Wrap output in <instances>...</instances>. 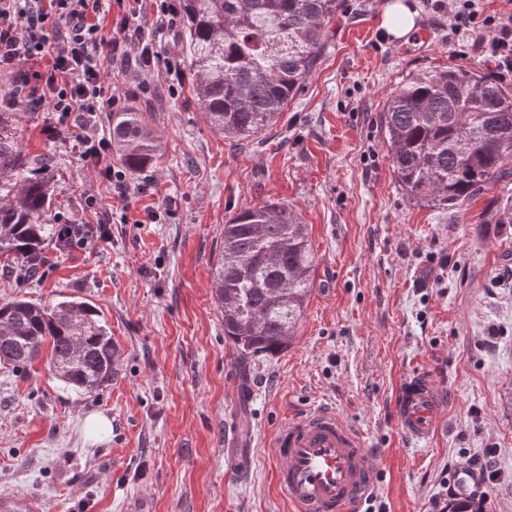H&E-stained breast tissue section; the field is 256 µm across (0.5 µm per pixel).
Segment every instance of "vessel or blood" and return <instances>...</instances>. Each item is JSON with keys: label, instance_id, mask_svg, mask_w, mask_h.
Here are the masks:
<instances>
[{"label": "vessel or blood", "instance_id": "vessel-or-blood-1", "mask_svg": "<svg viewBox=\"0 0 512 512\" xmlns=\"http://www.w3.org/2000/svg\"><path fill=\"white\" fill-rule=\"evenodd\" d=\"M444 400L431 375L416 371L399 386L395 413L402 432L421 442L435 432ZM279 490L291 512H364L378 463L361 435L334 411L305 412L273 436Z\"/></svg>", "mask_w": 512, "mask_h": 512}]
</instances>
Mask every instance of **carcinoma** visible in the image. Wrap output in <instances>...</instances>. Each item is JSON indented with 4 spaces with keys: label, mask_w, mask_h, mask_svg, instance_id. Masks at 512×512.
Wrapping results in <instances>:
<instances>
[{
    "label": "carcinoma",
    "mask_w": 512,
    "mask_h": 512,
    "mask_svg": "<svg viewBox=\"0 0 512 512\" xmlns=\"http://www.w3.org/2000/svg\"><path fill=\"white\" fill-rule=\"evenodd\" d=\"M343 0H181L191 58L185 73L198 109L224 138L273 127L321 63ZM151 114H112V151L131 174L159 144ZM20 117L0 112V255L25 276L44 266L57 238L48 219L55 168L18 140ZM392 175L416 202L459 208L492 180L512 175V92L463 66L412 76L381 111ZM316 254L297 209L249 206L224 223L213 269L224 337L243 360L286 349L314 286ZM48 350L62 389L93 394L112 381L116 349L100 312L62 297L0 304V363L23 368Z\"/></svg>",
    "instance_id": "carcinoma-1"
}]
</instances>
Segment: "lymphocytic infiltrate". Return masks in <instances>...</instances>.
Masks as SVG:
<instances>
[{
	"label": "lymphocytic infiltrate",
	"mask_w": 512,
	"mask_h": 512,
	"mask_svg": "<svg viewBox=\"0 0 512 512\" xmlns=\"http://www.w3.org/2000/svg\"><path fill=\"white\" fill-rule=\"evenodd\" d=\"M103 0H0V69H15L11 102L28 108L50 104L73 148L125 192V177L109 163L111 142L97 126L99 112L115 107L103 81L104 60L150 72L159 38L181 22L180 0H159L152 32L139 23L143 0H115L123 13L115 35L93 20ZM452 33L471 30L472 46L488 54L494 73L512 72V15L481 16L480 0H454Z\"/></svg>",
	"instance_id": "1"
}]
</instances>
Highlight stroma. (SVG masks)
<instances>
[{
  "label": "stroma",
  "mask_w": 512,
  "mask_h": 512,
  "mask_svg": "<svg viewBox=\"0 0 512 512\" xmlns=\"http://www.w3.org/2000/svg\"><path fill=\"white\" fill-rule=\"evenodd\" d=\"M388 0H344L326 58L267 134L233 143L210 126L187 83L184 31L164 35L141 82L105 70L123 109L147 111L157 160L118 196L57 135L48 106L18 137L52 158L59 224H107L109 243L46 247L38 275L0 259V302L71 295L96 307L117 348L110 384L62 390L46 357L0 364V500L12 512H289L274 481L275 429L336 409L377 451L367 512H440L451 474L489 458L476 497L512 512V179L463 208L410 200L380 133L403 80L459 65L487 71L471 39L448 37L447 11L407 0L417 31L384 35ZM297 208L317 257L315 284L287 350L240 366L213 299L224 222L248 206ZM434 374L446 412L425 442L392 415L402 380ZM108 428L90 432L89 415Z\"/></svg>",
  "instance_id": "1"
}]
</instances>
